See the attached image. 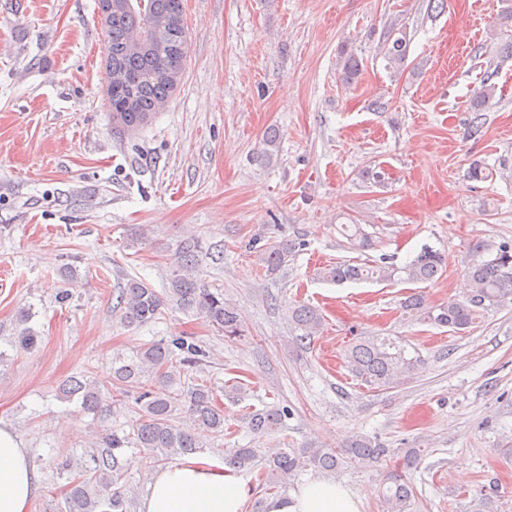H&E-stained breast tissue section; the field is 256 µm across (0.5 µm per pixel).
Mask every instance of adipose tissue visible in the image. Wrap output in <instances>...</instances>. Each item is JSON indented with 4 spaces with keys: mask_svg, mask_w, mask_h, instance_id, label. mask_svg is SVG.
Wrapping results in <instances>:
<instances>
[{
    "mask_svg": "<svg viewBox=\"0 0 512 512\" xmlns=\"http://www.w3.org/2000/svg\"><path fill=\"white\" fill-rule=\"evenodd\" d=\"M39 491L22 439L0 425V512H29ZM249 496L243 478L230 468L177 462L154 475L139 512H245ZM266 512H361V502L344 484L315 479L290 497L269 500Z\"/></svg>",
    "mask_w": 512,
    "mask_h": 512,
    "instance_id": "obj_1",
    "label": "adipose tissue"
}]
</instances>
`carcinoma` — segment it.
Instances as JSON below:
<instances>
[{
	"mask_svg": "<svg viewBox=\"0 0 512 512\" xmlns=\"http://www.w3.org/2000/svg\"><path fill=\"white\" fill-rule=\"evenodd\" d=\"M141 4L142 0H112V19L105 27L106 59L112 74V119L128 130L145 124L167 101L180 79L188 44L182 0H147L144 10ZM408 45L406 29L392 24L384 33L381 46L386 69L400 73L407 68ZM362 71V62L354 53L341 52L339 78L345 87L356 85ZM343 232L351 249L364 252L372 248V238L361 225H347ZM301 247V243L290 239L267 240L259 253L262 270L269 276L276 274ZM204 251L198 238L181 240L175 253V269L161 292L141 280L128 279L116 291L115 309L120 323L126 327L143 326L157 320L164 308L175 306L202 316L227 337L245 335L246 325L237 308L224 299L221 290H212L193 274ZM471 252L472 258L465 263L470 288L464 299L450 298L432 305L415 293L401 303L403 312L422 323L462 331L477 318L511 304L512 245L477 241ZM445 272V256L426 246L403 266L387 257L366 258L327 265L318 271V276L335 284L432 283ZM288 322L296 332L295 339L302 343L320 332L323 315L314 306L294 304L288 307ZM204 357L206 352L193 342H153L130 361L112 368L110 382L72 377L63 385L62 394L77 399L83 410L98 415L108 401L118 402L135 388L142 418L131 432L120 435L115 431L106 436V447L121 448L131 441L152 459L161 455L188 456L198 448L195 428L204 427L217 437L224 436V412L215 401L211 386L198 381L186 383L189 370L199 366ZM344 364L361 384L381 391L415 378L424 359L417 352L410 353L400 338L375 334L355 337L344 354ZM288 416L284 406L257 410L249 416L248 429L262 437L281 430ZM394 453L400 455L402 468L409 470L417 467L422 457L420 448L395 452L366 436L353 438L340 450H281L266 459V490L286 487L291 478L307 468L336 473L349 465H367ZM256 457L255 448L224 449V463L233 468H246ZM93 462V468L80 469L69 482L66 512H125L123 497L112 490L116 462L106 455ZM379 497L384 512H412L413 487L396 476L380 488Z\"/></svg>",
	"mask_w": 512,
	"mask_h": 512,
	"instance_id": "cac0c4a2",
	"label": "carcinoma"
}]
</instances>
